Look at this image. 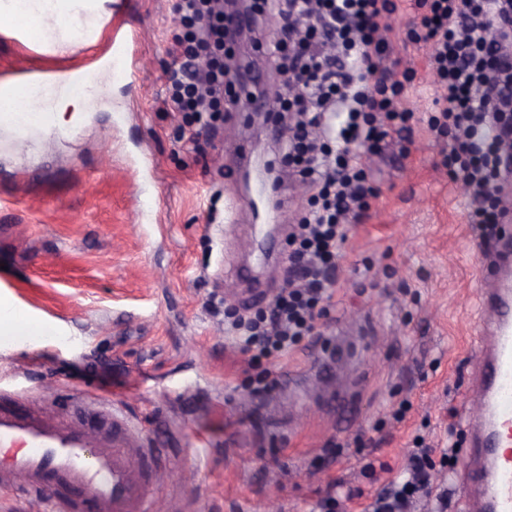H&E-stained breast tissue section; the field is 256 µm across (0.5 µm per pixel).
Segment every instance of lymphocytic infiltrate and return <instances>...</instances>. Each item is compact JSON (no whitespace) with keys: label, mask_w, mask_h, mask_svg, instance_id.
<instances>
[{"label":"lymphocytic infiltrate","mask_w":512,"mask_h":512,"mask_svg":"<svg viewBox=\"0 0 512 512\" xmlns=\"http://www.w3.org/2000/svg\"><path fill=\"white\" fill-rule=\"evenodd\" d=\"M419 13L406 37L432 45L431 127L448 140L442 166L466 183L471 223L496 229L505 209L504 184L512 166V116L501 108L512 98V13L499 0H417ZM397 0H249L255 17L294 20L300 39L256 41L281 77L269 92L270 111L288 121L281 163L312 195L288 235V278L264 309L239 315L235 343L253 368L250 384L261 395L276 385L269 366L324 334L333 297V272L349 226L372 207L376 190L370 156L381 154L392 132L404 129L412 70L401 68L388 34ZM179 32L166 72L171 105L187 126L224 118L226 61L234 48L225 32L235 23L222 0H176ZM454 450L433 460L430 449H410L404 477L389 480L366 512H418L431 498L447 501L431 480L436 466H454Z\"/></svg>","instance_id":"obj_1"}]
</instances>
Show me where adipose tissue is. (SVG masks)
Here are the masks:
<instances>
[{
  "instance_id": "obj_1",
  "label": "adipose tissue",
  "mask_w": 512,
  "mask_h": 512,
  "mask_svg": "<svg viewBox=\"0 0 512 512\" xmlns=\"http://www.w3.org/2000/svg\"><path fill=\"white\" fill-rule=\"evenodd\" d=\"M104 0H0V27L34 24L43 47L71 39L74 31L92 36Z\"/></svg>"
}]
</instances>
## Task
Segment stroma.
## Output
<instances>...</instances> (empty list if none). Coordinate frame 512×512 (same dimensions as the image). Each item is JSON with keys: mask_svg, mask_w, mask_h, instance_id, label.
Returning <instances> with one entry per match:
<instances>
[{"mask_svg": "<svg viewBox=\"0 0 512 512\" xmlns=\"http://www.w3.org/2000/svg\"><path fill=\"white\" fill-rule=\"evenodd\" d=\"M414 16L404 0L393 39L417 73L405 96L411 150L372 160L378 196L350 227L326 334L272 366L277 384L263 396L245 387L244 357L216 309L238 302L234 266L259 264L282 286L285 235L309 196L285 183L275 251L261 257L252 188L226 164L247 150L276 168L271 120L241 98L200 151L183 147V118L165 102L172 0H123L90 47L76 36L45 52L0 30V83L20 63L89 68L98 97L72 128L40 126L21 141L0 123V308L21 310L0 318V387L64 423L83 395L115 398L167 450L152 512H313L328 490H379L367 463L402 474L416 438L465 452L488 252L468 222V193L437 167L431 47L404 38ZM111 43L127 51L136 81L101 67ZM46 321L57 335L39 333ZM338 348L341 376L323 365ZM196 432L206 443L186 447Z\"/></svg>", "mask_w": 512, "mask_h": 512, "instance_id": "obj_1", "label": "stroma"}]
</instances>
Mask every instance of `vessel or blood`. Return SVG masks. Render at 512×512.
<instances>
[{"instance_id": "1", "label": "vessel or blood", "mask_w": 512, "mask_h": 512, "mask_svg": "<svg viewBox=\"0 0 512 512\" xmlns=\"http://www.w3.org/2000/svg\"><path fill=\"white\" fill-rule=\"evenodd\" d=\"M15 75L24 84L49 86L69 78L23 65ZM495 252L498 263L482 274L477 290L482 319L471 394L477 405L465 410L466 512H512V236L501 235ZM84 403L111 418V432L22 411L0 391V488L22 485L33 499H47L48 512H151L166 457L119 406L102 397Z\"/></svg>"}]
</instances>
